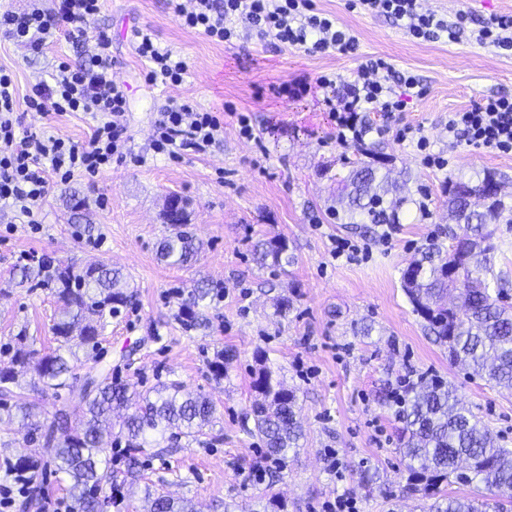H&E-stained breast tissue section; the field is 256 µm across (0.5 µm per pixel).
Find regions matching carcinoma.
Returning <instances> with one entry per match:
<instances>
[{
	"label": "carcinoma",
	"instance_id": "1",
	"mask_svg": "<svg viewBox=\"0 0 512 512\" xmlns=\"http://www.w3.org/2000/svg\"><path fill=\"white\" fill-rule=\"evenodd\" d=\"M496 174L486 170L474 180L458 181L448 189V212L455 226L448 227L450 248L438 238L426 240L417 256L402 272V288L413 312L426 323L434 342L448 348L450 360L471 374L487 378L495 386L512 392V303L502 288L490 287L494 275L496 246L494 230L508 209L503 198L487 197ZM346 205L351 214L359 211L373 224L391 223L390 213L402 198L394 192L388 175L368 163L346 179ZM163 223L172 227L159 244V256L170 266H184L198 252L194 236L186 230L188 220L162 213ZM260 262L290 263L288 241L263 240L255 245ZM22 283L55 288L59 312L52 332L58 346L33 359L30 352H17L14 362L32 372L30 386L41 393L68 386L81 362L79 351L97 347L108 315L132 302L123 274L105 263L94 268L58 262L23 267ZM209 284H193L182 300L179 315L183 326L198 324L199 306L210 295ZM18 384L12 372L0 371V396L14 398L0 402V425L7 431L37 433L42 447L54 464V473L68 482L76 512H100L107 478L108 442L112 441V410L123 407L129 414L123 422L125 470L112 474V490L121 497H140L143 512H193V509L148 483L140 484V458L169 436L193 441L212 425L215 407L205 394H190L178 381L161 383L154 393H141L112 382L102 371L87 376L80 393L85 419L80 430L58 439L66 428L61 412L44 423L35 420L39 406L12 390ZM259 395L251 408L253 427L249 433L265 445L269 486L280 481L281 464L288 452L298 447L302 427L296 411L295 391L284 386L269 368L259 371L253 382ZM402 428L399 452L409 460L411 489L432 500L428 512H512V449L498 445L488 429L457 398L455 390L437 376L421 374L400 399ZM462 484L484 485L492 499L451 497L440 494L439 484L450 479ZM46 496L43 484L28 478L19 512L40 509Z\"/></svg>",
	"mask_w": 512,
	"mask_h": 512
}]
</instances>
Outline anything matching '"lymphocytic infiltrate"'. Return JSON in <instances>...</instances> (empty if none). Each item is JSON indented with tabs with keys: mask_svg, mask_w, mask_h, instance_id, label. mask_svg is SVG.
I'll list each match as a JSON object with an SVG mask.
<instances>
[{
	"mask_svg": "<svg viewBox=\"0 0 512 512\" xmlns=\"http://www.w3.org/2000/svg\"><path fill=\"white\" fill-rule=\"evenodd\" d=\"M352 7L389 18L412 37L425 41H456L465 15L448 21L433 12L419 11L417 0H351ZM175 20L201 32L212 41L232 43L246 31L307 52H354L357 40L341 30L331 15L316 12L312 0H168ZM101 11V0H54L51 9L39 7L18 14L0 13V28L17 45L34 56L44 55L58 38L82 43L86 22ZM135 51L146 63L148 84L175 86L189 71L185 58L158 45L151 33L138 29ZM49 78L32 84L18 96L11 72L0 68V207L27 223H36V204L49 193L53 182L80 176L96 178L113 159L130 152L127 135L128 88L113 70L110 42L99 37L95 48L79 64L63 59L51 65ZM386 79H379V72ZM412 89L414 76L396 72L383 58H369L358 78L341 84L343 90L330 105L337 142L363 141L373 131L362 118L377 109L383 114L382 130L400 119L406 103L394 84ZM60 114L84 112L95 121L89 140L80 142L44 137L24 127L25 112ZM224 132L215 113L197 110L184 102H170L155 121L153 149L178 158L185 151L205 152ZM448 135L457 143L490 152H512V98H489L472 108L448 115Z\"/></svg>",
	"mask_w": 512,
	"mask_h": 512,
	"instance_id": "1",
	"label": "lymphocytic infiltrate"
}]
</instances>
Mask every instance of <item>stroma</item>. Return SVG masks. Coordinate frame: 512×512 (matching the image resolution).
<instances>
[{
	"label": "stroma",
	"instance_id": "stroma-1",
	"mask_svg": "<svg viewBox=\"0 0 512 512\" xmlns=\"http://www.w3.org/2000/svg\"><path fill=\"white\" fill-rule=\"evenodd\" d=\"M314 4L356 37V52L310 54L254 36L216 43L181 27L166 0H104L87 23L83 47L60 41L39 59L0 34V67L13 72L22 93L47 78L55 58L78 62L98 35H108L115 70L129 89L134 154L97 181L76 178L52 187L39 206V230L0 211V369L11 367L17 348L44 354L57 346L55 292L19 286L21 267L52 258L121 270L133 305L109 318L98 350L82 354L67 388L42 397L40 417L53 420L61 409L78 426L82 409L75 393L87 375L103 369L113 382L141 391L176 380L186 392L207 394L216 407L211 430L196 442L180 439L176 453L145 457L142 467L146 478L196 512H224L228 501L236 512H256L274 492L286 512H319L339 495L356 498L360 512H424L427 501L409 491V473L396 451L401 423L390 397L423 372L454 385L466 407L512 448V392L451 365L401 286L403 269L428 235L448 229L449 183L493 170L512 196V153L460 146L448 136L449 113L512 95V56L476 38L484 19L512 15V0H421V10L451 21L467 14L453 43L413 39L383 16L350 10L348 0ZM138 28L187 58L190 71L181 85L145 83L133 48ZM368 57L418 77L423 93L408 96L401 121L417 128L431 152L447 157V169L424 165L414 141L402 143L390 133L340 145L322 94L286 93L299 80L312 83L323 74L355 79ZM278 86L283 95H275ZM172 99L223 115L224 134L207 153L154 154L153 122ZM229 106L251 119L254 139L240 138L225 113ZM24 123L75 141L88 140L94 125L80 112H29ZM374 157L405 199L387 243L367 215L337 206L343 179ZM173 195L187 201L189 228L201 244L183 267L156 255L170 231L162 211ZM77 200L85 203L88 220L75 218ZM274 236L287 239L290 264L273 267L257 259V241ZM336 237L365 243L369 252L351 263L333 260ZM198 281L217 286L219 294L205 302L206 327L188 330L176 314ZM279 296L290 302L283 314L274 306ZM220 351L229 359L217 380L209 364ZM265 367L296 390L304 430L273 486L254 470L263 457L261 441L243 429L256 398L253 381ZM21 457L38 463L34 475L47 489L42 512L67 502L40 443L21 432L0 435V477L7 462Z\"/></svg>",
	"mask_w": 512,
	"mask_h": 512
}]
</instances>
